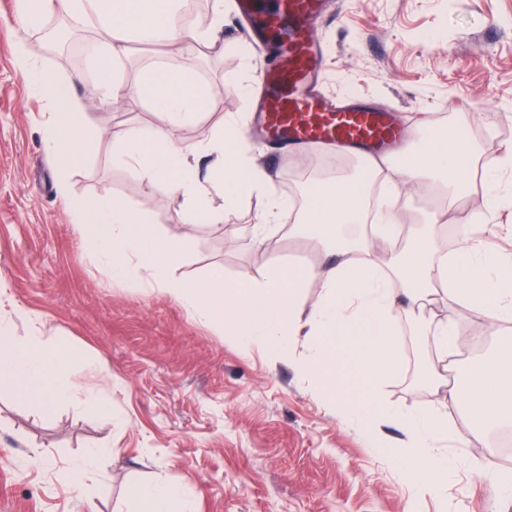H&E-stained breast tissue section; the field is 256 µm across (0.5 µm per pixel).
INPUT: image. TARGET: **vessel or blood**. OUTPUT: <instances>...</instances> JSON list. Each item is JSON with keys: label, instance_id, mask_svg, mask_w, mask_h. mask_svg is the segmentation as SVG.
Returning a JSON list of instances; mask_svg holds the SVG:
<instances>
[{"label": "vessel or blood", "instance_id": "1", "mask_svg": "<svg viewBox=\"0 0 512 512\" xmlns=\"http://www.w3.org/2000/svg\"><path fill=\"white\" fill-rule=\"evenodd\" d=\"M238 9L285 60L261 74V112L270 140L285 147L340 143L368 151L401 138L399 122L361 99L351 98L328 110L310 93L322 68L313 24L323 0H276L272 5L267 0H239Z\"/></svg>", "mask_w": 512, "mask_h": 512}]
</instances>
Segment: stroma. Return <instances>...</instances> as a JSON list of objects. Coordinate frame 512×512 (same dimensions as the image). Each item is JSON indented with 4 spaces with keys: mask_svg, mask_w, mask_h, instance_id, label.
Here are the masks:
<instances>
[{
    "mask_svg": "<svg viewBox=\"0 0 512 512\" xmlns=\"http://www.w3.org/2000/svg\"><path fill=\"white\" fill-rule=\"evenodd\" d=\"M13 2L0 0V295L20 309L18 339L62 342L108 368L87 379L91 404L48 418L0 387V512H136L132 485L160 479L181 485L196 512H512V497H501L488 480L495 456L488 446L449 448L458 467L443 496L419 494L406 477L420 463L402 453L404 432L385 426L390 447H370L354 420L322 401L316 379L300 372L299 361L311 353L307 337L273 364L261 351L240 349L223 326L194 318L148 274L113 278L75 215L78 205L106 196L143 210L159 231L185 236L175 279H202L217 269L229 280L244 270L260 279L274 266H319L324 255L284 222L267 225L256 241L265 207L257 196L223 222L177 223L181 196L149 189L113 163L115 130L157 126L161 116L136 102L92 106L88 57L71 64L47 53L39 26L26 35L32 62L72 82L90 104L82 123L94 150L61 172L42 146L56 107L15 64ZM224 2L219 37L167 57L159 46L131 43L126 78L161 66L216 87L209 112L181 139L206 144L221 120L235 118L244 150L280 196L297 201L311 182L362 175L358 159L319 149L284 153L253 131V102L240 96L238 83L257 79L278 59L253 45L235 0ZM317 33L326 70L318 91L327 104L364 98L410 121L413 135L419 121L448 129L460 115L472 138L488 140L495 129L512 142V0H325ZM398 207L405 232L427 215L442 225L496 224L497 249L512 248V197L491 196L480 175H472L457 211L442 210L437 194L406 195ZM448 316L455 346L474 336L478 352L457 358L451 381L421 387L413 362L425 339L399 320L401 364L380 387L387 404L422 411L443 405L449 385L466 387L469 367L512 338V322L492 325L470 307L437 300L435 319ZM97 400L111 405V418L95 414ZM88 448L101 456L87 502L59 483L56 471ZM37 450L43 460L35 464Z\"/></svg>",
    "mask_w": 512,
    "mask_h": 512,
    "instance_id": "35a3bbf8",
    "label": "stroma"
}]
</instances>
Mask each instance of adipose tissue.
I'll return each instance as SVG.
<instances>
[{
    "instance_id": "ef3b65f1",
    "label": "adipose tissue",
    "mask_w": 512,
    "mask_h": 512,
    "mask_svg": "<svg viewBox=\"0 0 512 512\" xmlns=\"http://www.w3.org/2000/svg\"><path fill=\"white\" fill-rule=\"evenodd\" d=\"M174 3L100 0L92 46L99 104L138 100L163 117L159 127L128 128L116 134L117 164L152 188L182 195L186 208L179 223L217 222L243 200L257 196L266 201L262 223L277 224L291 215L294 236L315 237L332 248L335 261L318 270L323 293L304 316L299 302L308 274L298 268H281L260 280L247 271L228 280L220 270L201 280L171 279V268L185 252L184 239L160 234L144 213L114 197L98 198L85 213L90 247L106 259L115 278L129 280L146 270L157 287L170 292L194 317L229 327L244 351L260 350L277 361L289 355L298 337H308L312 352L300 367L319 379L322 400L356 419L374 447H386L383 426L394 423L406 435V453L423 460L424 469L454 472L457 463L449 457L448 446H476L477 435L449 422L444 408L432 413L393 408L382 400L378 388L397 367L395 311L419 321L424 300L445 297L480 310L491 322L512 320V255L484 243L496 235L497 225H484L481 240L464 234L461 246L447 258L437 251L434 221H427L410 241H402L399 214L390 204L404 194L429 196L439 191L449 206L459 205L468 188L474 146L466 137L437 131L401 148L396 157L362 153L364 171L382 179L388 200L371 215L363 213L364 185L356 179L309 185L302 205L294 206L270 192L265 171L242 153L235 125L226 124L202 148L182 145L180 131L208 112L211 87L197 84L186 70L148 68L137 80L122 77L129 38L160 41L177 54L186 39L202 43L223 29L224 0H212L207 30L193 33L178 23ZM15 9L26 30L50 15H76L78 5L77 0H15ZM17 59L37 94L61 106L46 128L45 151L65 154L73 164L81 162L92 149L79 131L83 101L75 98L71 83L31 63L25 42L17 44ZM367 218L372 221L371 237L343 243L345 228ZM16 313V308L0 302V382L12 385L48 413L84 402L81 382L87 373L102 369L103 361L78 358L56 342L15 341ZM343 353L357 363L366 386L362 396H348L346 385L336 376L335 364ZM453 400L468 402L482 428L511 426L512 356L498 355L475 364L467 389L455 393ZM131 495L141 512H195L182 489L166 481L134 485Z\"/></svg>"
}]
</instances>
